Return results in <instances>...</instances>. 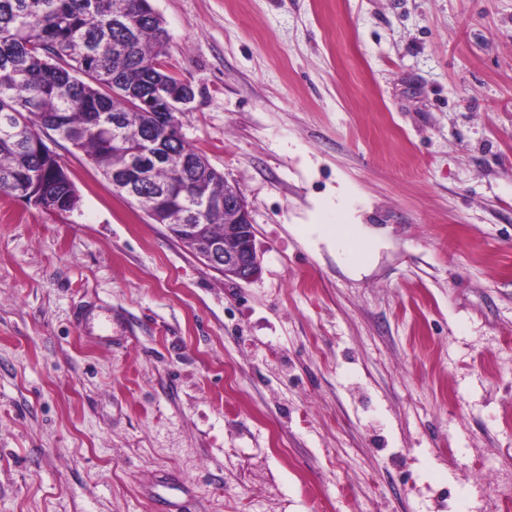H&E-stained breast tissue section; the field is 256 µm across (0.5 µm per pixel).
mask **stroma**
<instances>
[{
	"mask_svg": "<svg viewBox=\"0 0 512 512\" xmlns=\"http://www.w3.org/2000/svg\"><path fill=\"white\" fill-rule=\"evenodd\" d=\"M150 4L261 274L51 141L78 207L0 193V512H512V0Z\"/></svg>",
	"mask_w": 512,
	"mask_h": 512,
	"instance_id": "35a3bbf8",
	"label": "stroma"
}]
</instances>
